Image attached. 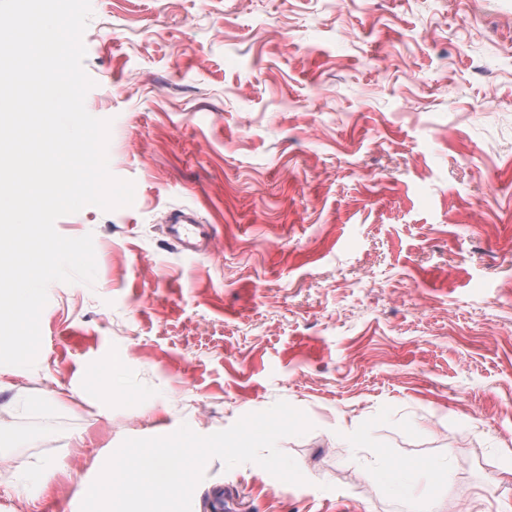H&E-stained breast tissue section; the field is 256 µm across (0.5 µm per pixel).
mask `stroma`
<instances>
[{"instance_id": "1", "label": "stroma", "mask_w": 512, "mask_h": 512, "mask_svg": "<svg viewBox=\"0 0 512 512\" xmlns=\"http://www.w3.org/2000/svg\"><path fill=\"white\" fill-rule=\"evenodd\" d=\"M91 5L85 107L134 202L56 222L96 277L52 283L35 365H0V512H80L124 439L279 401L313 424L278 443L305 484L214 457L192 512H417L377 451L450 459L434 512H512V0ZM214 231L210 224H202L196 214L190 210L172 211L167 221V234L186 254H197L205 240Z\"/></svg>"}]
</instances>
